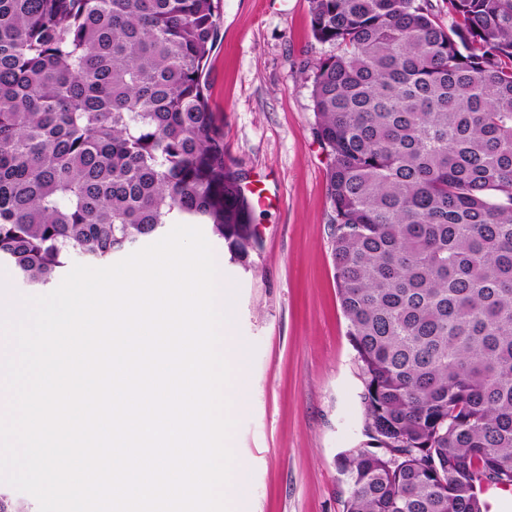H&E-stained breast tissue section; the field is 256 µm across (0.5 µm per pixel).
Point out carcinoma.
Segmentation results:
<instances>
[{
	"mask_svg": "<svg viewBox=\"0 0 512 512\" xmlns=\"http://www.w3.org/2000/svg\"><path fill=\"white\" fill-rule=\"evenodd\" d=\"M221 0H0V261L33 288L254 211L205 96ZM308 0L313 136L362 383L344 512H485L512 486V0Z\"/></svg>",
	"mask_w": 512,
	"mask_h": 512,
	"instance_id": "cac0c4a2",
	"label": "carcinoma"
}]
</instances>
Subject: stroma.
Segmentation results:
<instances>
[{"instance_id": "35a3bbf8", "label": "stroma", "mask_w": 512, "mask_h": 512, "mask_svg": "<svg viewBox=\"0 0 512 512\" xmlns=\"http://www.w3.org/2000/svg\"><path fill=\"white\" fill-rule=\"evenodd\" d=\"M206 70L227 163L254 210L253 267L224 264L246 401L230 445L231 512H343L337 457L363 446L354 350L336 290L328 157L312 134L308 0H222Z\"/></svg>"}]
</instances>
